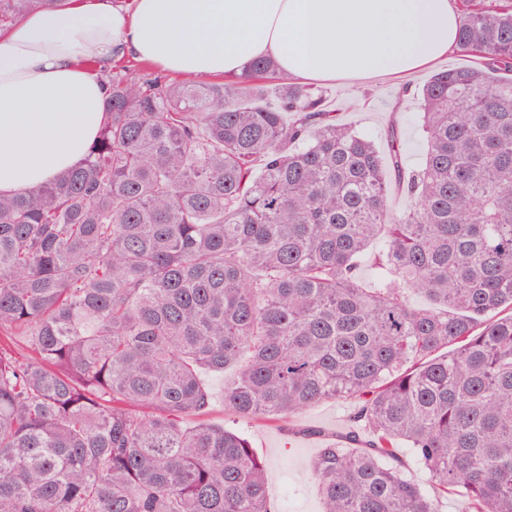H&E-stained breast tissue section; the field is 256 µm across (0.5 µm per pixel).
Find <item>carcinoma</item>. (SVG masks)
I'll return each instance as SVG.
<instances>
[{"mask_svg": "<svg viewBox=\"0 0 512 512\" xmlns=\"http://www.w3.org/2000/svg\"><path fill=\"white\" fill-rule=\"evenodd\" d=\"M58 2L0 0V29ZM461 2L478 63L423 86L412 171L271 58L92 64L83 160L0 195V512H271L241 426L328 399L371 439L320 450L323 512H512V0ZM228 366L217 426L200 374Z\"/></svg>", "mask_w": 512, "mask_h": 512, "instance_id": "obj_1", "label": "carcinoma"}]
</instances>
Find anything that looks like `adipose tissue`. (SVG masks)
Listing matches in <instances>:
<instances>
[{
	"label": "adipose tissue",
	"instance_id": "1",
	"mask_svg": "<svg viewBox=\"0 0 512 512\" xmlns=\"http://www.w3.org/2000/svg\"><path fill=\"white\" fill-rule=\"evenodd\" d=\"M455 0H61L0 30V194L77 165L104 120L91 60L200 80L269 57L295 82L401 78L457 47Z\"/></svg>",
	"mask_w": 512,
	"mask_h": 512
}]
</instances>
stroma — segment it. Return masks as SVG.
Masks as SVG:
<instances>
[{"instance_id":"1","label":"stroma","mask_w":512,"mask_h":512,"mask_svg":"<svg viewBox=\"0 0 512 512\" xmlns=\"http://www.w3.org/2000/svg\"><path fill=\"white\" fill-rule=\"evenodd\" d=\"M431 75L427 69L406 83L398 79L364 85L334 81L325 83L323 89L338 120L368 134L380 154H387L389 134L397 132L406 166L413 169L426 151L416 90ZM353 413L352 403L330 400L307 408L286 423L259 419L245 426L246 438L266 464L273 512H322V498L311 479L312 463L324 446V437L344 431Z\"/></svg>"}]
</instances>
